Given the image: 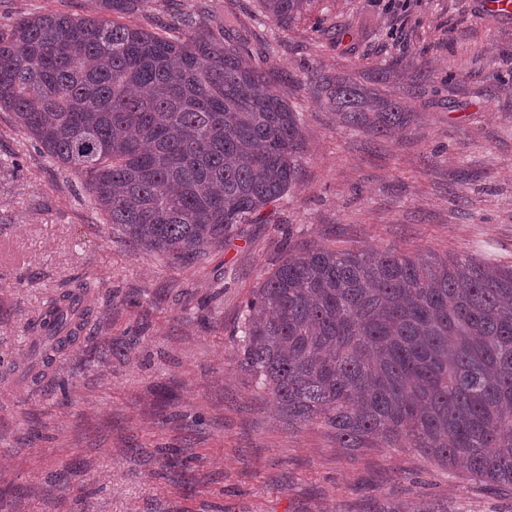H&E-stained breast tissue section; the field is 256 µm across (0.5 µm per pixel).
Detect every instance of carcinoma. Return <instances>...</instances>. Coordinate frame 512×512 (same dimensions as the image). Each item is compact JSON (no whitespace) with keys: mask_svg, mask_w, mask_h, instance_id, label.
Listing matches in <instances>:
<instances>
[{"mask_svg":"<svg viewBox=\"0 0 512 512\" xmlns=\"http://www.w3.org/2000/svg\"><path fill=\"white\" fill-rule=\"evenodd\" d=\"M146 0H101L132 15ZM311 0H259L287 25ZM267 55L235 33L178 35L42 13L0 27V111L84 176L136 245L201 258L261 222L297 179L299 116ZM336 121L389 136L413 113L344 75L311 71ZM88 285L63 288L31 331L38 383L83 339ZM240 367L288 421L322 420L342 448H414L512 490V265L366 247L288 255L244 306Z\"/></svg>","mask_w":512,"mask_h":512,"instance_id":"carcinoma-1","label":"carcinoma"}]
</instances>
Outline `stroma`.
I'll list each match as a JSON object with an SVG mask.
<instances>
[{"instance_id":"stroma-1","label":"stroma","mask_w":512,"mask_h":512,"mask_svg":"<svg viewBox=\"0 0 512 512\" xmlns=\"http://www.w3.org/2000/svg\"><path fill=\"white\" fill-rule=\"evenodd\" d=\"M97 0H0V25ZM218 30L236 16L301 118L288 194L205 260L130 244L73 170L0 112V512H378L425 497L450 512H512L411 448L339 447L324 423H289L240 369L237 331L254 288L287 254L395 248L512 264V18L484 0H314L287 26L256 0H149L138 24ZM429 79L414 89V64ZM399 80L381 96L414 112L369 137L336 121L310 70ZM86 283L91 339L39 385L5 372L64 284Z\"/></svg>"}]
</instances>
